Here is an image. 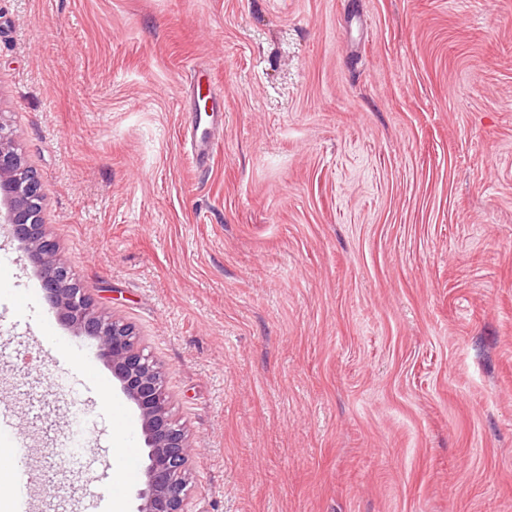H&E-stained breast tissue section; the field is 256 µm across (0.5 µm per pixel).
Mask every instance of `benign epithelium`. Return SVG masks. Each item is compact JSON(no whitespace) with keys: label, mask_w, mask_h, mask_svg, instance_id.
Listing matches in <instances>:
<instances>
[{"label":"benign epithelium","mask_w":512,"mask_h":512,"mask_svg":"<svg viewBox=\"0 0 512 512\" xmlns=\"http://www.w3.org/2000/svg\"><path fill=\"white\" fill-rule=\"evenodd\" d=\"M16 131L0 116V224L26 249L42 286L76 335L92 340L94 355L138 412L147 452L144 487L136 512H186L188 467L195 448L168 412L165 378L145 352L134 327L92 310V298L58 257V245L43 222L44 193L16 145Z\"/></svg>","instance_id":"1"}]
</instances>
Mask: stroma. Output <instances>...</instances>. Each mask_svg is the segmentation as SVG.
Returning a JSON list of instances; mask_svg holds the SVG:
<instances>
[{"label":"stroma","instance_id":"obj_1","mask_svg":"<svg viewBox=\"0 0 512 512\" xmlns=\"http://www.w3.org/2000/svg\"><path fill=\"white\" fill-rule=\"evenodd\" d=\"M0 115L162 369L188 512H512V0H0ZM0 260L32 512H99L134 408Z\"/></svg>","mask_w":512,"mask_h":512}]
</instances>
